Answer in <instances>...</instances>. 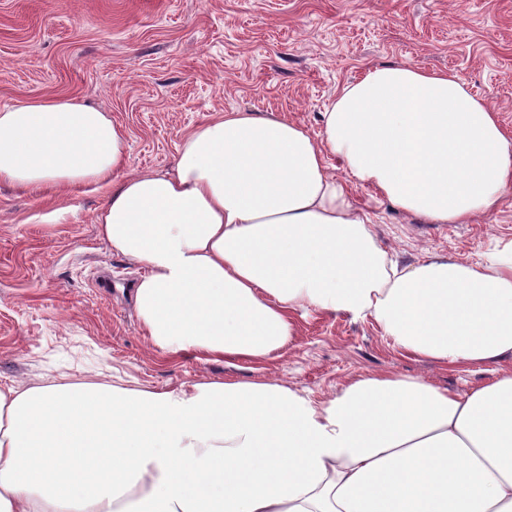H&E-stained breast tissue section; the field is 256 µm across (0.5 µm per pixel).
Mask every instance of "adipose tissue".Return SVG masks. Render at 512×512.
<instances>
[{
    "label": "adipose tissue",
    "mask_w": 512,
    "mask_h": 512,
    "mask_svg": "<svg viewBox=\"0 0 512 512\" xmlns=\"http://www.w3.org/2000/svg\"><path fill=\"white\" fill-rule=\"evenodd\" d=\"M322 121L229 111L171 171L128 174L107 113L34 99L0 109V183L105 190L98 234L145 268L135 308L160 353L265 360L312 310L449 368L512 358V240L483 265H401L349 190L433 224L496 212L512 137L494 111L454 73L389 64ZM0 512H512V372L463 392L364 376L326 402L275 381L1 389Z\"/></svg>",
    "instance_id": "1"
}]
</instances>
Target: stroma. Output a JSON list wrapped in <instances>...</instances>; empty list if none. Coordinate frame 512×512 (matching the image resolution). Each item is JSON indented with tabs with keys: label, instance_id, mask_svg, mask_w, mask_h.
Returning <instances> with one entry per match:
<instances>
[{
	"label": "stroma",
	"instance_id": "35a3bbf8",
	"mask_svg": "<svg viewBox=\"0 0 512 512\" xmlns=\"http://www.w3.org/2000/svg\"><path fill=\"white\" fill-rule=\"evenodd\" d=\"M385 64L455 73L512 135V0H0V107L67 98L99 108L126 134L130 173L170 170L183 137L224 111L318 134L337 90ZM350 192L378 245L403 264H481L512 239V194L495 214L432 224L373 188ZM103 200L92 187L0 183V388L275 380L324 401L371 374L461 391L493 377L402 355L372 318L316 311L297 316L294 341L265 362L158 353L134 306L143 268L98 235Z\"/></svg>",
	"mask_w": 512,
	"mask_h": 512
}]
</instances>
